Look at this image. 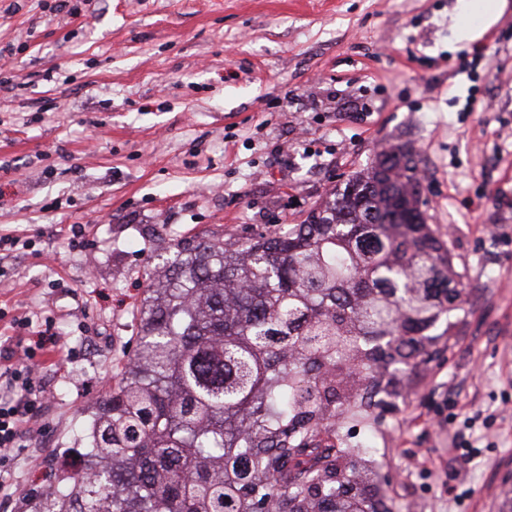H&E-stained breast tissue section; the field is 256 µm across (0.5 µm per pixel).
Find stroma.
I'll list each match as a JSON object with an SVG mask.
<instances>
[{"label": "stroma", "instance_id": "stroma-1", "mask_svg": "<svg viewBox=\"0 0 512 512\" xmlns=\"http://www.w3.org/2000/svg\"><path fill=\"white\" fill-rule=\"evenodd\" d=\"M0 0V336L38 351L33 440L0 460L24 512L88 448L147 274L175 243L300 224L390 143L412 150L463 310L369 441L380 512H512V0ZM506 0H472L471 2H480L477 5H469L471 10L474 6L478 12L479 18L483 20L484 28L489 27L492 23L496 22L502 15Z\"/></svg>", "mask_w": 512, "mask_h": 512}]
</instances>
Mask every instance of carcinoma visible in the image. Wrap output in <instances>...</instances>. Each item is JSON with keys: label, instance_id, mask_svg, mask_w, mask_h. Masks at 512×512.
I'll list each match as a JSON object with an SVG mask.
<instances>
[{"label": "carcinoma", "instance_id": "carcinoma-1", "mask_svg": "<svg viewBox=\"0 0 512 512\" xmlns=\"http://www.w3.org/2000/svg\"><path fill=\"white\" fill-rule=\"evenodd\" d=\"M413 154L381 149L302 224L179 243L148 276L138 348L82 470L29 512H378L374 461L322 432L399 395L460 322L465 277Z\"/></svg>", "mask_w": 512, "mask_h": 512}]
</instances>
